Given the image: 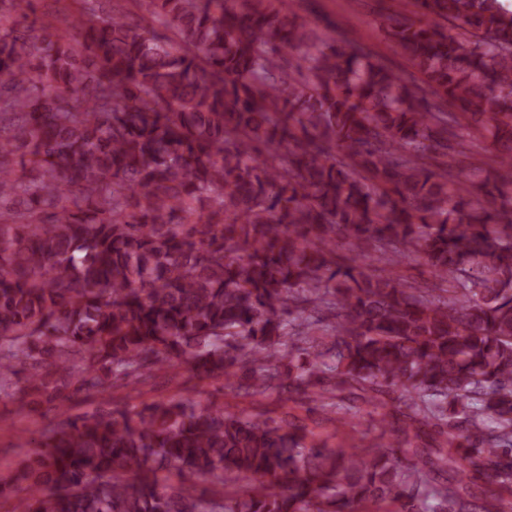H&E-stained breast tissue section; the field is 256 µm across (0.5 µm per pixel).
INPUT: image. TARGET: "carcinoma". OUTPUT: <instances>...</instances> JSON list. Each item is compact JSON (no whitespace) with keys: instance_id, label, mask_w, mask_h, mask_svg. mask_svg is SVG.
<instances>
[{"instance_id":"1","label":"carcinoma","mask_w":512,"mask_h":512,"mask_svg":"<svg viewBox=\"0 0 512 512\" xmlns=\"http://www.w3.org/2000/svg\"><path fill=\"white\" fill-rule=\"evenodd\" d=\"M83 2L61 32L0 0V394L19 365L61 405L187 369L340 425L394 395L405 421L326 448L213 401L64 411L0 504L505 512L476 480L512 489V12L398 0L378 26L418 82L288 0ZM450 153L472 180L426 166ZM369 245L435 282L367 272Z\"/></svg>"}]
</instances>
